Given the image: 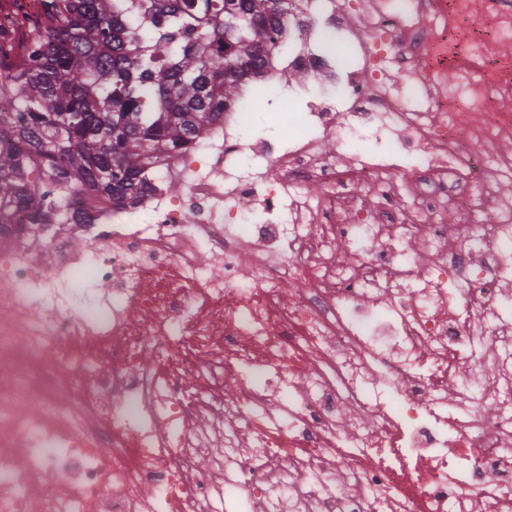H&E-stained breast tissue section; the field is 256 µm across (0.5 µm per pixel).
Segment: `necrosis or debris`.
Listing matches in <instances>:
<instances>
[{"label": "necrosis or debris", "mask_w": 512, "mask_h": 512, "mask_svg": "<svg viewBox=\"0 0 512 512\" xmlns=\"http://www.w3.org/2000/svg\"><path fill=\"white\" fill-rule=\"evenodd\" d=\"M351 2L292 0L289 72L339 89L307 101L299 129L252 144L227 130L160 154L153 169L186 194L132 205L125 223L103 203L92 223L48 225L35 257L20 255L30 209L0 223V512L512 503V156L478 160L468 223L439 216L477 162L455 134L512 139V62L498 56L512 0ZM326 30L351 70H334ZM480 95L493 106L475 123ZM366 134L377 151L354 149ZM398 174L415 188L404 207ZM211 434L223 446L207 473ZM343 460L347 508L332 491Z\"/></svg>", "instance_id": "1"}]
</instances>
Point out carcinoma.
Masks as SVG:
<instances>
[{"label":"carcinoma","instance_id":"cac0c4a2","mask_svg":"<svg viewBox=\"0 0 512 512\" xmlns=\"http://www.w3.org/2000/svg\"><path fill=\"white\" fill-rule=\"evenodd\" d=\"M289 0H40L0 24V207H116L156 192L147 164L221 118Z\"/></svg>","mask_w":512,"mask_h":512}]
</instances>
